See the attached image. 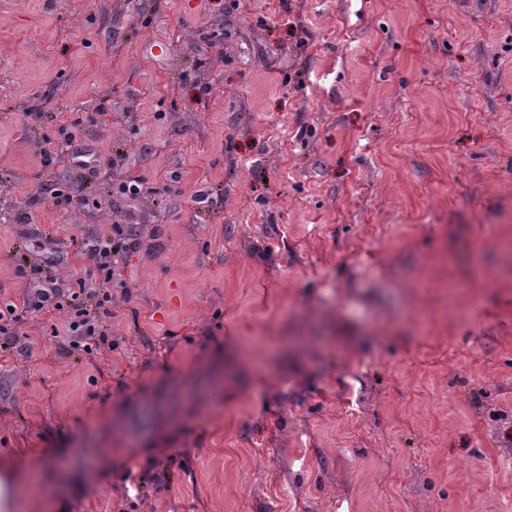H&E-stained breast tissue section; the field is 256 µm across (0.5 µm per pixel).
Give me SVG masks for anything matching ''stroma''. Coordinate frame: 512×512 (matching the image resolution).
<instances>
[{
    "instance_id": "stroma-1",
    "label": "stroma",
    "mask_w": 512,
    "mask_h": 512,
    "mask_svg": "<svg viewBox=\"0 0 512 512\" xmlns=\"http://www.w3.org/2000/svg\"><path fill=\"white\" fill-rule=\"evenodd\" d=\"M115 224L108 343L0 351L29 512H512V0H0V308Z\"/></svg>"
}]
</instances>
